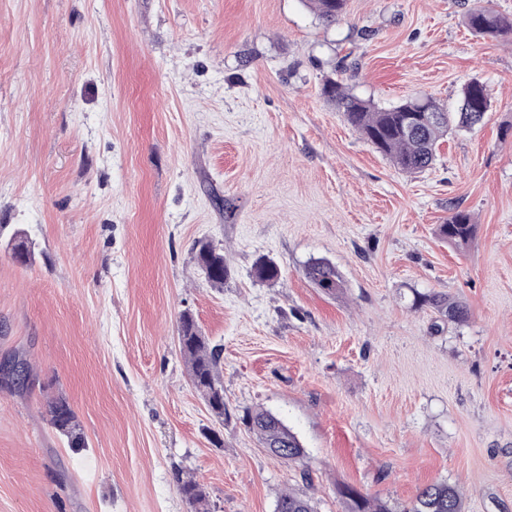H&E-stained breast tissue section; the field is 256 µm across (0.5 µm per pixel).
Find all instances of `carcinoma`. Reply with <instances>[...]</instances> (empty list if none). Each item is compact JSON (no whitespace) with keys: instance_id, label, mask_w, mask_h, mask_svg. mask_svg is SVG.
<instances>
[{"instance_id":"carcinoma-1","label":"carcinoma","mask_w":512,"mask_h":512,"mask_svg":"<svg viewBox=\"0 0 512 512\" xmlns=\"http://www.w3.org/2000/svg\"><path fill=\"white\" fill-rule=\"evenodd\" d=\"M313 3L321 19L328 25L336 23L346 7V0H313ZM465 24L471 31L490 38L512 33V17L483 5L468 10ZM323 95L336 103L352 127L387 156L398 170L407 174L429 169L435 161L437 147L448 135V130L454 125L460 128L475 126L491 107L486 86L476 79L463 87L458 112H449L430 98H410L392 108L378 109L371 101L351 94L335 79L325 81ZM408 112L419 115L418 121L411 127L404 124ZM474 233L475 225L470 215L460 209L454 210L448 221L438 227L439 236L457 247L467 245ZM196 261L213 287L224 286L228 266L223 251L209 242L200 241L196 246ZM254 274L260 280L276 281L281 272L275 262L260 258L255 263ZM305 276L329 295L343 288L336 267L324 259L309 262L305 267ZM417 301L446 320L463 323L468 319L466 305L446 294L434 291L424 293L417 296ZM179 345L189 365L194 386L206 399L211 412L224 417V386L219 376L220 353L202 336L194 317L189 313L180 317ZM48 413L51 425L67 438L69 447H87L77 417L65 399L50 402ZM248 424L274 456L286 461H297L303 457L304 451L297 436L274 414L265 410L256 411L250 415ZM178 488L185 498L197 506V512H208L206 494L196 481L181 480ZM339 495L346 500L347 512H466L464 494L457 486L446 481L424 485L410 501L397 508L347 486L339 489ZM275 512H316V507L310 496L288 491L279 495Z\"/></svg>"}]
</instances>
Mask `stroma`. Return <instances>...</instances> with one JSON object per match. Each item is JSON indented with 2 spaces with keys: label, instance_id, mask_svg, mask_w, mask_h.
Listing matches in <instances>:
<instances>
[{
  "label": "stroma",
  "instance_id": "stroma-1",
  "mask_svg": "<svg viewBox=\"0 0 512 512\" xmlns=\"http://www.w3.org/2000/svg\"><path fill=\"white\" fill-rule=\"evenodd\" d=\"M475 0H0V512H274L281 492L346 512L445 480L467 512H512V36L473 34ZM388 108L491 110L399 171L328 101L326 79ZM470 213L458 250L437 228ZM22 229L32 265L7 246ZM223 250V287L194 259ZM281 277L257 281L258 258ZM323 258L342 290L304 274ZM469 311L442 320L414 296ZM191 313L221 350L223 417L179 347ZM63 396L87 445L68 447ZM297 435L285 463L250 431ZM417 301L428 306L446 320L463 323L468 319L469 313L466 305L451 299L447 294L434 291L424 293L417 296ZM48 413L51 425L59 434L67 438L69 447H86L87 442L81 432L77 417L65 399L58 398L50 402ZM249 428L274 456L286 461H297L304 451L297 436L274 414L259 410L248 420Z\"/></svg>",
  "mask_w": 512,
  "mask_h": 512
}]
</instances>
